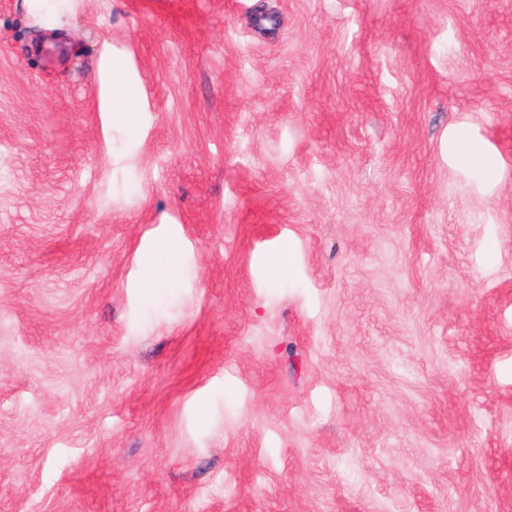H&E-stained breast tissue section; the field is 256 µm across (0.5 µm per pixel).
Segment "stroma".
<instances>
[{"label": "stroma", "instance_id": "obj_1", "mask_svg": "<svg viewBox=\"0 0 512 512\" xmlns=\"http://www.w3.org/2000/svg\"><path fill=\"white\" fill-rule=\"evenodd\" d=\"M0 512H512V0H0ZM109 79L112 91V120L127 127H135L138 112H140L137 92L131 79L127 59L114 51Z\"/></svg>", "mask_w": 512, "mask_h": 512}]
</instances>
